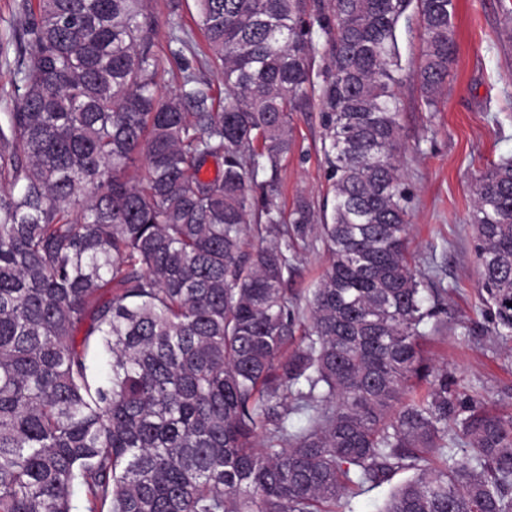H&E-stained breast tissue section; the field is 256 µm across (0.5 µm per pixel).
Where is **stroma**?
<instances>
[{"instance_id":"stroma-1","label":"stroma","mask_w":512,"mask_h":512,"mask_svg":"<svg viewBox=\"0 0 512 512\" xmlns=\"http://www.w3.org/2000/svg\"><path fill=\"white\" fill-rule=\"evenodd\" d=\"M35 0H0V113L22 90L16 62L28 53L21 22ZM157 19L154 51L163 62L158 85L174 93L182 68L192 67L222 89L220 77L205 63V42L197 28L195 0H150ZM512 0H457V52L436 111H426L419 86L399 89L400 123L412 225L409 253L415 268L439 291L435 320L442 331L426 337L427 355L447 369L463 395L483 407L512 413V343L498 336L485 314L475 262L476 240L467 222L470 183L486 163L512 156ZM189 33L193 50L177 51L173 29ZM319 97L293 115V149L277 174L276 200L290 210L296 196L319 206L329 189L321 152ZM328 260L322 249L303 251L285 284L289 304H303Z\"/></svg>"}]
</instances>
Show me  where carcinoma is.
<instances>
[{"label":"carcinoma","instance_id":"carcinoma-1","mask_svg":"<svg viewBox=\"0 0 512 512\" xmlns=\"http://www.w3.org/2000/svg\"><path fill=\"white\" fill-rule=\"evenodd\" d=\"M195 2L222 99L186 68L160 94L146 0H38L29 21L0 113V512H72L77 488L85 512H354L403 470L379 512H512V416L425 356L436 304L408 255L398 89L436 108L455 0ZM316 90L330 199L286 215L273 181ZM471 196L512 337V157ZM316 244L300 314L283 285ZM420 44V31L415 25H413L410 31L402 28L400 46L403 60L415 66L418 60ZM413 475L411 471H399L390 483L370 489L356 498L358 512H376L377 507L383 503L390 488Z\"/></svg>","mask_w":512,"mask_h":512}]
</instances>
